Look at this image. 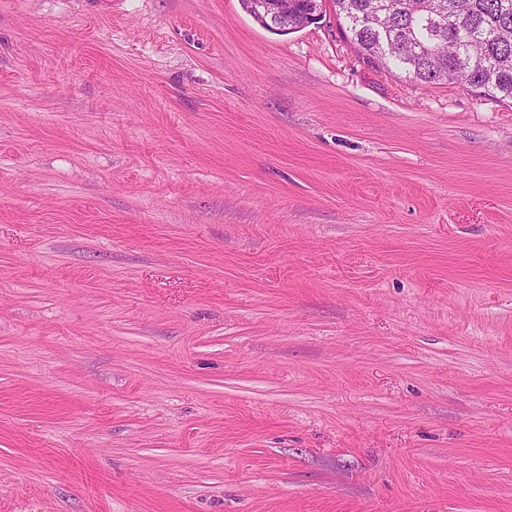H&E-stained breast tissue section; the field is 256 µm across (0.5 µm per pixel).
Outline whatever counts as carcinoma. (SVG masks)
Instances as JSON below:
<instances>
[{
	"label": "carcinoma",
	"instance_id": "obj_1",
	"mask_svg": "<svg viewBox=\"0 0 512 512\" xmlns=\"http://www.w3.org/2000/svg\"><path fill=\"white\" fill-rule=\"evenodd\" d=\"M353 47L413 79L512 100V0H332ZM313 0H288V26H307Z\"/></svg>",
	"mask_w": 512,
	"mask_h": 512
}]
</instances>
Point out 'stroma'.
<instances>
[{
    "mask_svg": "<svg viewBox=\"0 0 512 512\" xmlns=\"http://www.w3.org/2000/svg\"><path fill=\"white\" fill-rule=\"evenodd\" d=\"M0 512H512V103L0 0Z\"/></svg>",
    "mask_w": 512,
    "mask_h": 512,
    "instance_id": "stroma-1",
    "label": "stroma"
}]
</instances>
